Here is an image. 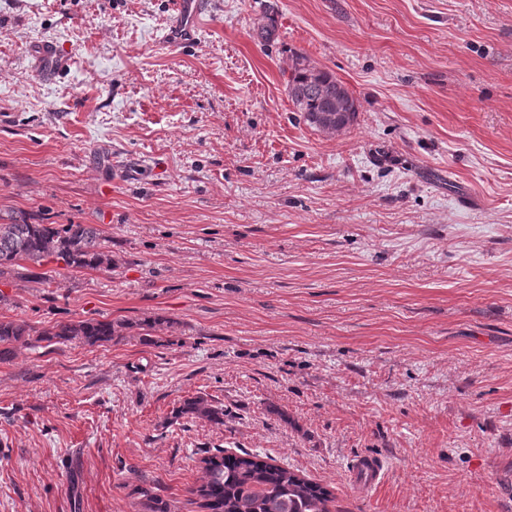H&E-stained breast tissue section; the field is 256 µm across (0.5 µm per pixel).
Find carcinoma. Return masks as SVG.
<instances>
[{"mask_svg":"<svg viewBox=\"0 0 512 512\" xmlns=\"http://www.w3.org/2000/svg\"><path fill=\"white\" fill-rule=\"evenodd\" d=\"M340 82L310 58L299 52L291 55L288 87L296 96L294 106L312 128L334 136L349 128L357 117L358 106L348 90L349 102L343 112H333L323 123L326 91H336ZM38 266L61 262L71 270L112 269V255L104 250L102 231L93 224H30L26 221L0 224V276L21 261ZM173 323L164 318L130 322L85 319L59 324L41 331L25 322L0 320V360H8L17 344H28V337L47 345L78 343L100 346L124 338L133 327L150 336L156 329ZM175 416L224 424V407L203 396L188 398L176 409ZM202 484L197 489L208 512H330V492L291 469L259 454L227 453L217 448L201 460Z\"/></svg>","mask_w":512,"mask_h":512,"instance_id":"1","label":"carcinoma"}]
</instances>
